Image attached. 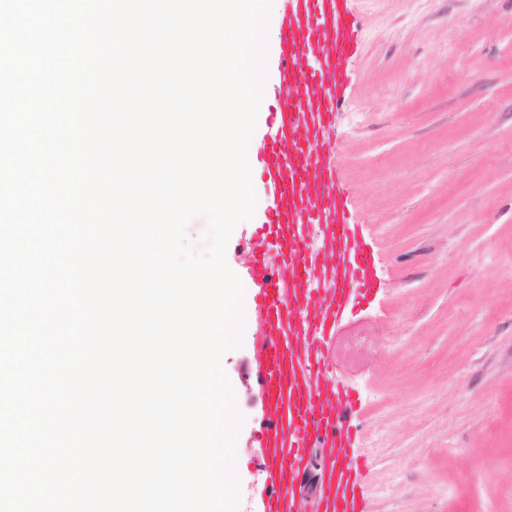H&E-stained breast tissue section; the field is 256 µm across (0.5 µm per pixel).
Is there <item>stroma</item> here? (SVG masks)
Here are the masks:
<instances>
[{"mask_svg":"<svg viewBox=\"0 0 512 512\" xmlns=\"http://www.w3.org/2000/svg\"><path fill=\"white\" fill-rule=\"evenodd\" d=\"M331 142L379 286L333 353L372 512H512V0H355ZM237 408L244 512H262Z\"/></svg>","mask_w":512,"mask_h":512,"instance_id":"1","label":"stroma"}]
</instances>
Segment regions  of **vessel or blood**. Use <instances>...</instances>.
Here are the masks:
<instances>
[{"instance_id":"1","label":"vessel or blood","mask_w":512,"mask_h":512,"mask_svg":"<svg viewBox=\"0 0 512 512\" xmlns=\"http://www.w3.org/2000/svg\"><path fill=\"white\" fill-rule=\"evenodd\" d=\"M353 29L347 0H292L279 22L276 99L255 143L268 205L242 259L265 393L264 512H368L355 480L354 400L329 349L348 308L376 286L344 221L329 148Z\"/></svg>"}]
</instances>
